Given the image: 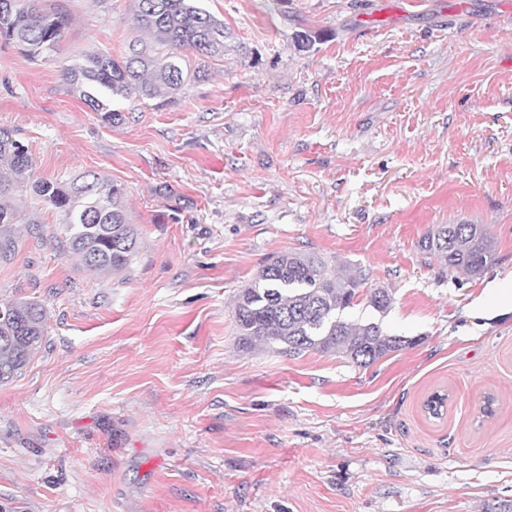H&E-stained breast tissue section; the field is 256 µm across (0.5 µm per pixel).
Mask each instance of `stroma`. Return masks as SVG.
Returning a JSON list of instances; mask_svg holds the SVG:
<instances>
[{
    "mask_svg": "<svg viewBox=\"0 0 512 512\" xmlns=\"http://www.w3.org/2000/svg\"><path fill=\"white\" fill-rule=\"evenodd\" d=\"M51 2L71 18L51 57L0 40V128L35 177L121 185L140 243L129 270L93 273L27 195L0 299L47 320L0 385V512H483L512 497V305L488 290L512 283V0H201L223 55L165 106L114 98L116 123L64 72L127 51L134 0ZM440 224L485 225L480 277L421 249ZM288 250L389 289L386 313L343 317L411 346L368 367L242 349L235 297Z\"/></svg>",
    "mask_w": 512,
    "mask_h": 512,
    "instance_id": "1",
    "label": "stroma"
}]
</instances>
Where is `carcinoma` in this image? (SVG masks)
Here are the masks:
<instances>
[{
  "label": "carcinoma",
  "instance_id": "obj_1",
  "mask_svg": "<svg viewBox=\"0 0 512 512\" xmlns=\"http://www.w3.org/2000/svg\"><path fill=\"white\" fill-rule=\"evenodd\" d=\"M70 22L45 0H0V40L16 44L33 59L55 51ZM135 24L153 45L115 58L91 53L83 64L66 71L80 99L102 118L115 123L119 111L108 97L137 94L172 96L199 75L191 69L188 49L210 58L224 54V22L198 5V0H135ZM33 191L45 204L64 213L68 248L85 266L102 274L130 267L139 249L136 225L122 205L124 188L88 172L70 181L32 179L28 148L13 133L0 130V262L18 250L19 201ZM422 248L443 259L448 270L477 278L494 259V243L481 224H440L422 240ZM367 277L342 275L311 253L283 252L266 263L241 289L235 308L239 344L277 347L289 356L308 351L342 354L359 366L413 344L405 336L388 335L376 322L353 323L343 311L360 303ZM367 306L379 313L391 307L386 288H370ZM0 384L21 376L45 339V310L34 301L0 299Z\"/></svg>",
  "mask_w": 512,
  "mask_h": 512
}]
</instances>
